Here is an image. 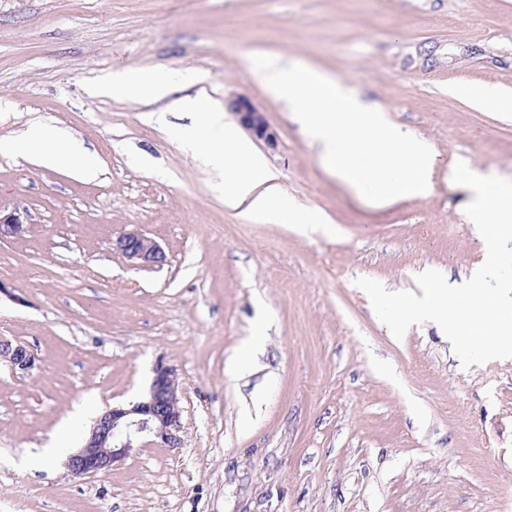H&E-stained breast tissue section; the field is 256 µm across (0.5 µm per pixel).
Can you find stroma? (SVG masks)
<instances>
[{"label":"stroma","instance_id":"stroma-1","mask_svg":"<svg viewBox=\"0 0 512 512\" xmlns=\"http://www.w3.org/2000/svg\"><path fill=\"white\" fill-rule=\"evenodd\" d=\"M302 60L338 77L436 156L431 193L373 209L328 172L244 58ZM167 77L172 98L91 94L126 69ZM512 95V0H0V139L40 121L96 152L84 181L0 152V512H512V358L462 368L441 328L395 338L355 284L417 291L436 269L468 280L486 258L466 223L457 162L512 180V118L452 90ZM243 95L276 148L255 147L288 197L325 219L300 232L229 211L216 175L163 124L173 99ZM154 238L167 260L113 250ZM264 344L240 355L254 332ZM179 381L183 444L133 449L105 474L63 459L97 412L145 398L157 362ZM113 247L130 260L141 266H162L166 261V254L158 242L138 231L122 233ZM0 359L21 374H30L36 365L34 353L21 342L0 341Z\"/></svg>","mask_w":512,"mask_h":512}]
</instances>
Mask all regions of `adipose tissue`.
Listing matches in <instances>:
<instances>
[{
  "label": "adipose tissue",
  "instance_id": "1",
  "mask_svg": "<svg viewBox=\"0 0 512 512\" xmlns=\"http://www.w3.org/2000/svg\"><path fill=\"white\" fill-rule=\"evenodd\" d=\"M108 89L112 95L143 101L162 100L172 92L163 75L138 69L111 80ZM178 106L190 114L191 122L175 128L172 138L204 167L223 174L225 208L267 224L308 223V216L283 194L278 174L265 156L225 123L220 104L185 97ZM5 146L50 170L72 171L87 180L94 179L98 172L96 154L85 150L77 140L38 125H30L23 135L7 140Z\"/></svg>",
  "mask_w": 512,
  "mask_h": 512
}]
</instances>
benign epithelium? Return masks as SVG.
<instances>
[{
  "mask_svg": "<svg viewBox=\"0 0 512 512\" xmlns=\"http://www.w3.org/2000/svg\"><path fill=\"white\" fill-rule=\"evenodd\" d=\"M229 109L240 124L267 146L276 145V133L265 113L249 98L239 96L229 101ZM22 229L20 216L0 214V238L18 234ZM113 247L141 266H161L166 254L158 242L138 231L121 234ZM0 359L16 372L29 374L36 358L28 346L10 340L0 341ZM179 383L174 370L157 363L147 397L128 407H112L95 420L84 444L66 461L74 476L107 473L124 459L143 436L157 445L178 448L182 445Z\"/></svg>",
  "mask_w": 512,
  "mask_h": 512,
  "instance_id": "benign-epithelium-1",
  "label": "benign epithelium"
}]
</instances>
